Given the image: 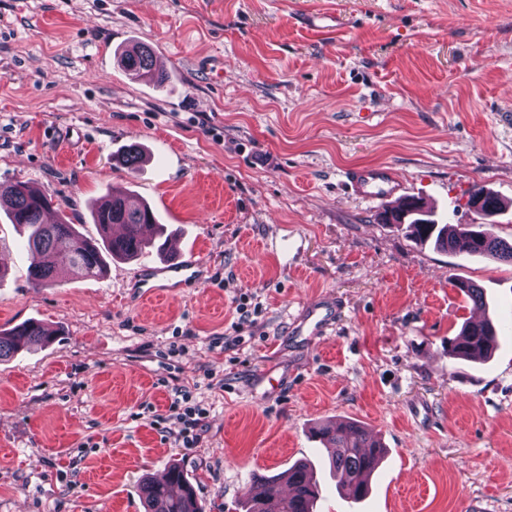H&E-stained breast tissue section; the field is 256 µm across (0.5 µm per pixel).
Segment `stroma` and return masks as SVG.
Segmentation results:
<instances>
[{
    "label": "stroma",
    "mask_w": 512,
    "mask_h": 512,
    "mask_svg": "<svg viewBox=\"0 0 512 512\" xmlns=\"http://www.w3.org/2000/svg\"><path fill=\"white\" fill-rule=\"evenodd\" d=\"M136 43L164 89L123 71ZM130 144L134 173L115 160ZM379 164L463 224L484 185L512 241V0H0V183L47 192L92 239L97 201L131 193L200 263L158 305L137 275L153 249L37 287L0 211V331L59 332L0 361V512H144L142 478L174 465L204 512H245L253 477L300 460L317 512H512V333L448 358L464 322L512 313V265L382 223L341 177ZM320 294L340 322L294 342ZM243 300L261 311L237 331ZM184 388L208 411L191 450L169 412ZM345 419L387 449L360 502L312 435Z\"/></svg>",
    "instance_id": "35a3bbf8"
}]
</instances>
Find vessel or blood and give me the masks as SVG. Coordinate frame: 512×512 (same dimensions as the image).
<instances>
[{"label":"vessel or blood","instance_id":"b4317fda","mask_svg":"<svg viewBox=\"0 0 512 512\" xmlns=\"http://www.w3.org/2000/svg\"><path fill=\"white\" fill-rule=\"evenodd\" d=\"M343 182L362 202L376 206L391 203L405 205L412 197L409 187L390 166H354L344 169ZM198 264L193 256L172 251L167 261L158 266H143L142 272L149 285L147 295L157 292V282L168 285L181 284L195 278ZM339 309L330 296L304 302L293 317L289 334L296 341L308 343L319 336L331 333L336 325Z\"/></svg>","mask_w":512,"mask_h":512}]
</instances>
